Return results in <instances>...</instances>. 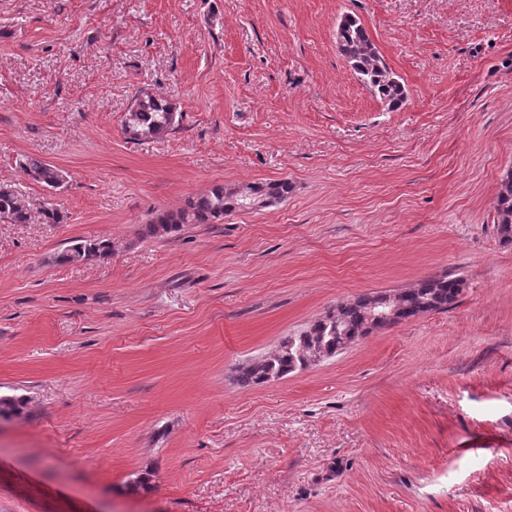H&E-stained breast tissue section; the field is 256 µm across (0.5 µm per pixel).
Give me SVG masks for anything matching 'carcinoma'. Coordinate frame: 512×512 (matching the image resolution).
Segmentation results:
<instances>
[{
    "label": "carcinoma",
    "instance_id": "cac0c4a2",
    "mask_svg": "<svg viewBox=\"0 0 512 512\" xmlns=\"http://www.w3.org/2000/svg\"><path fill=\"white\" fill-rule=\"evenodd\" d=\"M336 48L350 65L358 79L388 109L394 111L407 98L405 85L388 68L368 31L359 19L346 14L336 29ZM178 124L176 108L169 101L148 91H139L132 106L124 115L123 126L127 137L133 141L157 139L175 129ZM20 167L35 182L48 188L56 187L60 170L32 154L20 161ZM255 202L284 201L291 186L286 180L253 183L246 187ZM243 195L227 190L224 185L214 186L209 193L190 199L186 207L176 212L157 214L147 225L151 236H163L177 231L183 224H211L225 215L244 209ZM497 214V231L503 244L512 245V172L506 173L498 187L494 201ZM32 219L28 202L21 193L7 184L0 185V221L11 224H27ZM81 251L89 259H105L112 251L111 242L100 240L93 243L75 244L57 256L58 261L69 263L73 253ZM464 279L448 276L444 280L425 279L398 295L400 311L388 319L371 316V295L341 303L322 318L314 321L295 336L284 337L276 352L254 360L237 370V382L243 387L258 385L269 377L279 378L301 369L298 349L308 344L319 345L327 354L334 356L355 342L357 336H367L375 330L399 321L452 309L463 291Z\"/></svg>",
    "mask_w": 512,
    "mask_h": 512
}]
</instances>
